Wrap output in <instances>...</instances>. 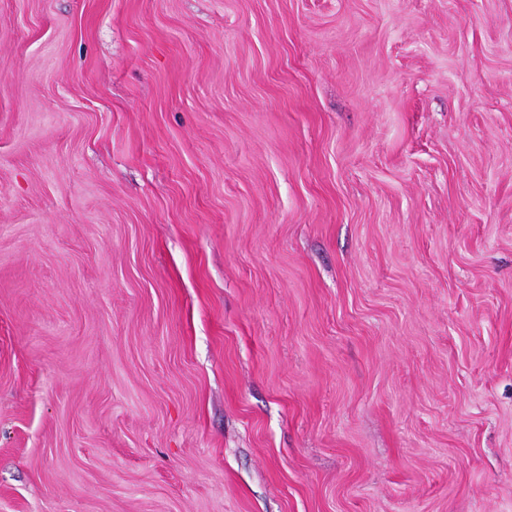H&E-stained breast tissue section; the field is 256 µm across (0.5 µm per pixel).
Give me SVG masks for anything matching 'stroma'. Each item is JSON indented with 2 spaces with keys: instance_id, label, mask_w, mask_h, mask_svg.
<instances>
[{
  "instance_id": "obj_1",
  "label": "stroma",
  "mask_w": 512,
  "mask_h": 512,
  "mask_svg": "<svg viewBox=\"0 0 512 512\" xmlns=\"http://www.w3.org/2000/svg\"><path fill=\"white\" fill-rule=\"evenodd\" d=\"M0 512H512V0H0Z\"/></svg>"
}]
</instances>
